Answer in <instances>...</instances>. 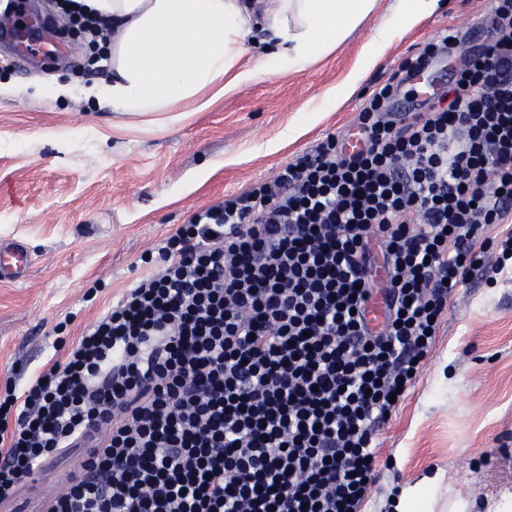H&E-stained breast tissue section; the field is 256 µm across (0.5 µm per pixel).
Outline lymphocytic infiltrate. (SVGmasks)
Here are the masks:
<instances>
[{"mask_svg":"<svg viewBox=\"0 0 512 512\" xmlns=\"http://www.w3.org/2000/svg\"><path fill=\"white\" fill-rule=\"evenodd\" d=\"M446 27L349 127L195 214L155 270L24 390L0 391V503L33 512H358L376 425L456 288L512 258V0L436 102L386 114ZM359 148L347 152L346 139ZM386 286L373 287L377 272ZM382 324L368 317L374 302ZM78 454L52 493L23 482Z\"/></svg>","mask_w":512,"mask_h":512,"instance_id":"f902f5d3","label":"lymphocytic infiltrate"}]
</instances>
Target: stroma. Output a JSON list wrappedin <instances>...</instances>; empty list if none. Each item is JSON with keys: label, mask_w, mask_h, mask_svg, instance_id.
Wrapping results in <instances>:
<instances>
[{"label": "stroma", "mask_w": 512, "mask_h": 512, "mask_svg": "<svg viewBox=\"0 0 512 512\" xmlns=\"http://www.w3.org/2000/svg\"><path fill=\"white\" fill-rule=\"evenodd\" d=\"M41 38L66 46L52 62L17 56L0 45V239L26 243L33 264L23 283L0 282V388L24 386L116 305L152 268L143 255L193 214L273 176L328 134L345 129L364 97L439 31L456 26L481 50L492 0H440L439 10L395 40L378 67L337 112L296 140L282 132L303 120L342 82L397 0L375 13L334 53L300 73L237 90L203 112L158 129L80 94L51 98L39 85L79 87L88 52L54 10ZM376 477L361 512H392L399 486L430 468L444 473L449 495L483 504L512 489V262L476 271L452 294L415 384L374 438Z\"/></svg>", "instance_id": "35a3bbf8"}]
</instances>
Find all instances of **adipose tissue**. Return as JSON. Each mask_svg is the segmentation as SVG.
<instances>
[{
  "mask_svg": "<svg viewBox=\"0 0 512 512\" xmlns=\"http://www.w3.org/2000/svg\"><path fill=\"white\" fill-rule=\"evenodd\" d=\"M111 22L109 80L85 98L164 127L253 83L297 73L333 53L375 11L377 0H74ZM439 0H398L347 78L328 89L310 118L338 111L395 37L431 15ZM444 474L429 470L404 486L395 512H437Z\"/></svg>",
  "mask_w": 512,
  "mask_h": 512,
  "instance_id": "obj_1",
  "label": "adipose tissue"
}]
</instances>
